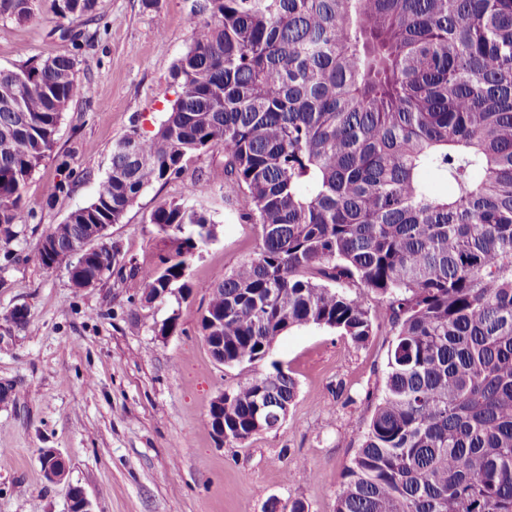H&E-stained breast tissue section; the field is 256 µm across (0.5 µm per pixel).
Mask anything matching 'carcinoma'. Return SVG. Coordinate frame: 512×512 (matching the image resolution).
Segmentation results:
<instances>
[{"label": "carcinoma", "mask_w": 512, "mask_h": 512, "mask_svg": "<svg viewBox=\"0 0 512 512\" xmlns=\"http://www.w3.org/2000/svg\"><path fill=\"white\" fill-rule=\"evenodd\" d=\"M40 0H0L28 20ZM69 52L0 69V241L36 217L27 181L77 93L97 0H54ZM157 131L112 145L94 199L45 238L56 253L122 223L202 151L260 226L254 257L215 278L201 329L224 365L267 358L293 328L393 339L336 512H512V0H200ZM454 193L437 198L429 179ZM148 223L163 236L146 301L182 292L211 220L190 194ZM103 282L123 263L102 244ZM297 397L279 364L224 393V440L273 428Z\"/></svg>", "instance_id": "carcinoma-1"}]
</instances>
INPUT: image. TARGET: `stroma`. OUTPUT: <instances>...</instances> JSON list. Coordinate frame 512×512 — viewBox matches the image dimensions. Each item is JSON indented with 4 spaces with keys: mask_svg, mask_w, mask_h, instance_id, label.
Instances as JSON below:
<instances>
[{
    "mask_svg": "<svg viewBox=\"0 0 512 512\" xmlns=\"http://www.w3.org/2000/svg\"><path fill=\"white\" fill-rule=\"evenodd\" d=\"M195 0H97L94 42L78 55V90L64 112L51 155L25 196L36 216L13 227L0 247V312L27 311V322H0V512H70V486L82 487L92 512H266L303 501L309 512H336L345 468L360 445L381 393L388 327L363 344L328 328L280 336L269 359L236 367L216 362L200 327L217 272H231L260 242L242 220L244 195L228 193L224 157L193 155L180 178L154 184L107 234L124 266L94 288L73 287L65 267L37 260L42 236L89 203L106 174L112 144L132 127L152 133L175 99L170 73L199 20ZM53 0L36 17L0 20V67L68 50L52 36ZM67 159L84 174L71 192L47 200ZM192 190L193 203L218 226L193 259L188 288L148 303L143 270L156 267L164 242L147 217ZM177 317L176 333L159 330ZM288 369L298 394L286 420L245 444L220 440L211 401L249 378ZM54 449L68 464L60 483L43 476Z\"/></svg>",
    "mask_w": 512,
    "mask_h": 512,
    "instance_id": "stroma-1",
    "label": "stroma"
}]
</instances>
